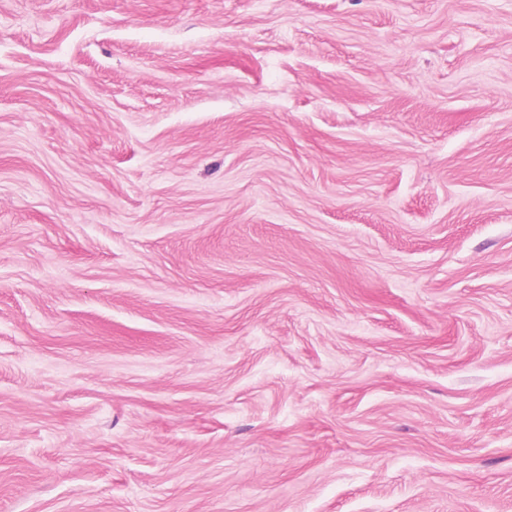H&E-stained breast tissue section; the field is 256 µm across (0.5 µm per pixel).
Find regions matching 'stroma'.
I'll list each match as a JSON object with an SVG mask.
<instances>
[{
	"instance_id": "obj_1",
	"label": "stroma",
	"mask_w": 512,
	"mask_h": 512,
	"mask_svg": "<svg viewBox=\"0 0 512 512\" xmlns=\"http://www.w3.org/2000/svg\"><path fill=\"white\" fill-rule=\"evenodd\" d=\"M0 512H512V0H0Z\"/></svg>"
}]
</instances>
